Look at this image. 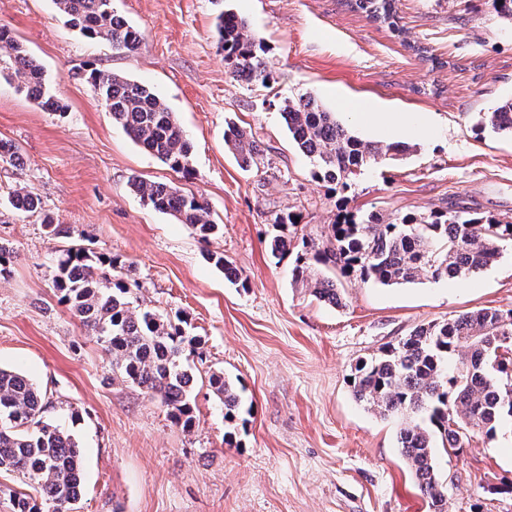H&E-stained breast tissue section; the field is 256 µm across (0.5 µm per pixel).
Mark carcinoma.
Returning a JSON list of instances; mask_svg holds the SVG:
<instances>
[{"label": "carcinoma", "mask_w": 512, "mask_h": 512, "mask_svg": "<svg viewBox=\"0 0 512 512\" xmlns=\"http://www.w3.org/2000/svg\"><path fill=\"white\" fill-rule=\"evenodd\" d=\"M396 0H346L354 12L389 29L396 26ZM72 27L93 40L136 52L140 34L112 8V0H53ZM218 42L235 79L266 86L273 79L267 47L233 13L218 17ZM10 62L7 77L42 110L60 108L43 68L0 26V55ZM112 121L131 139L175 172L190 173L192 146L175 114L151 88L109 70L87 76ZM280 111L300 151L313 159L314 175L342 189L372 165L409 151L401 143L367 142L352 134L311 95L286 100ZM475 127L512 135V98L492 112L475 116ZM224 145L245 167L262 152L254 134L235 124L224 129ZM0 164L19 167V148L0 139ZM129 189L153 209L173 215L207 241L222 230L206 204L178 187L129 179ZM20 214L42 211L40 198L23 188L9 194ZM268 247L274 256L295 254L292 280L317 300L342 305L339 278L357 275L383 286L455 278L482 270L512 243V222L479 217L472 207L450 206L428 215H407L397 222L370 214L328 225L326 240L303 233L296 215H275ZM112 268L107 277L104 267ZM53 286L72 314L112 353V380L138 388L158 400L172 421L190 430L198 421L192 403L194 375L186 352L201 345L186 335V320L148 308L131 307L139 284L115 257L81 245L58 250ZM350 384L357 401L383 417L402 421L399 445L430 500L432 512H446L447 489L440 482L435 449L457 454L477 430L487 440L512 431V309L466 312L446 322H431L381 348L355 366ZM211 391L224 405L232 441L241 413V392L213 371ZM46 393L22 372L0 366V473H17L37 496L0 488L13 512H69L81 495L83 460L73 436L46 418Z\"/></svg>", "instance_id": "obj_1"}]
</instances>
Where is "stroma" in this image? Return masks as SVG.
Returning <instances> with one entry per match:
<instances>
[{"label":"stroma","instance_id":"1","mask_svg":"<svg viewBox=\"0 0 512 512\" xmlns=\"http://www.w3.org/2000/svg\"><path fill=\"white\" fill-rule=\"evenodd\" d=\"M139 31L129 54L71 28L53 0H0L10 28L43 66L67 109L37 108L0 76V139L23 155L0 167V243L11 272L0 278V365L32 378L48 414L79 443L86 488L71 512H430L401 454V422L368 411L349 376L415 327L480 309H512V246L478 273L383 287L344 280L343 307L292 283L290 257L268 248L274 213L301 217L317 236L345 215L391 221L462 200L484 217L512 218V136L475 128L473 117L512 97V24L485 0H396L400 34L349 11L342 0H112ZM231 11L265 42L269 86L237 82L215 23ZM445 60L432 67L415 53ZM121 73L152 88L191 142V171H172L113 123L86 75ZM314 95L355 135L385 142L350 112L426 114L432 136L396 130L402 160L368 168L344 191L313 175L279 107ZM233 123L262 154L244 168L224 144ZM137 176L205 200L223 234L202 243L170 214L132 194ZM26 188L75 243L119 257L140 289L133 305L185 317L201 337L193 354L199 422L175 425L159 401L112 379V356L58 302L55 257L62 240L41 215L5 205ZM223 253L239 273L225 278L205 258ZM242 387L249 412L235 445L224 441L214 370ZM448 512H512L494 493L512 479V434L470 437L462 454L437 450Z\"/></svg>","mask_w":512,"mask_h":512}]
</instances>
